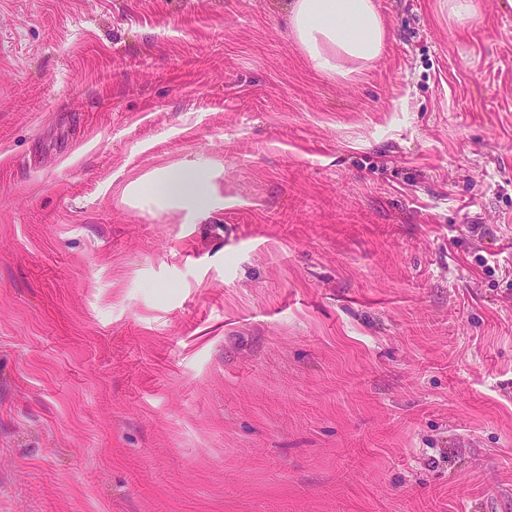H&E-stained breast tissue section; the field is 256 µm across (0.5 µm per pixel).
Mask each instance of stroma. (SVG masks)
Returning a JSON list of instances; mask_svg holds the SVG:
<instances>
[{
  "mask_svg": "<svg viewBox=\"0 0 512 512\" xmlns=\"http://www.w3.org/2000/svg\"><path fill=\"white\" fill-rule=\"evenodd\" d=\"M283 2L0 0V512H512V0ZM289 1L291 36L316 71L346 77L382 52L387 29L374 0ZM166 184L167 202L183 206H194L199 200V174L193 169H182L177 174L150 176L137 183V192L156 194L158 185Z\"/></svg>",
  "mask_w": 512,
  "mask_h": 512,
  "instance_id": "35a3bbf8",
  "label": "stroma"
}]
</instances>
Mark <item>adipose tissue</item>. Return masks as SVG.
I'll return each mask as SVG.
<instances>
[{
    "mask_svg": "<svg viewBox=\"0 0 512 512\" xmlns=\"http://www.w3.org/2000/svg\"><path fill=\"white\" fill-rule=\"evenodd\" d=\"M285 8L293 39L320 73L351 75L383 50L387 29L374 0H287ZM161 184L167 202L190 207L199 200L195 170L140 179L137 190L153 193Z\"/></svg>",
    "mask_w": 512,
    "mask_h": 512,
    "instance_id": "obj_1",
    "label": "adipose tissue"
}]
</instances>
